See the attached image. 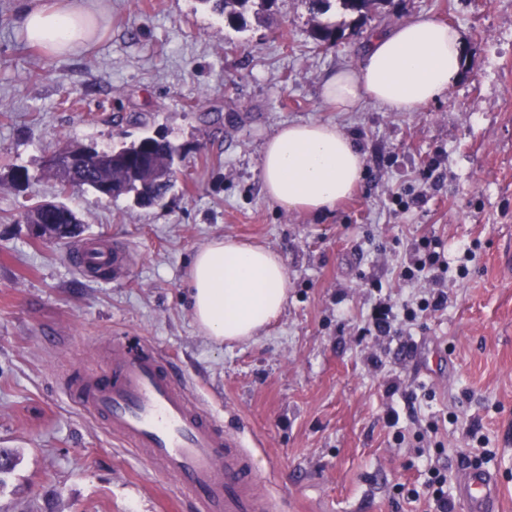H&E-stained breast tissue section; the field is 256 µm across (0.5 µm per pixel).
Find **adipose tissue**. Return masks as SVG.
<instances>
[{
	"mask_svg": "<svg viewBox=\"0 0 512 512\" xmlns=\"http://www.w3.org/2000/svg\"><path fill=\"white\" fill-rule=\"evenodd\" d=\"M100 0H23L17 25L31 45L62 57L90 41ZM463 62L461 33L417 15L375 35L361 61L330 73L320 97L334 112L363 102L389 112H414L445 97ZM365 158L336 124L297 122L264 144L261 178L277 205L307 213L334 209L361 178ZM200 331L216 341H244L278 319L288 300L283 258L263 247L217 237L200 247L187 273Z\"/></svg>",
	"mask_w": 512,
	"mask_h": 512,
	"instance_id": "1",
	"label": "adipose tissue"
}]
</instances>
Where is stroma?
<instances>
[{
	"label": "stroma",
	"instance_id": "35a3bbf8",
	"mask_svg": "<svg viewBox=\"0 0 512 512\" xmlns=\"http://www.w3.org/2000/svg\"><path fill=\"white\" fill-rule=\"evenodd\" d=\"M107 3L97 43L50 58L16 27L22 0H0V448L18 458L0 512H193L174 477L67 393L66 377L110 365L118 340L151 344L200 407L248 429L285 512H426L429 466L456 500L475 462L512 512V0H387L362 18L276 0L236 27L201 0ZM420 14L463 36L447 96L415 112L329 111L327 74ZM320 22L341 38L316 44ZM305 121L335 123L365 156L325 214L285 210L263 189V142ZM156 134L183 156L160 205L72 192L82 231L61 241L21 218L22 204L58 196L44 175L54 151ZM18 165L29 182L13 181ZM432 166L440 180H421ZM215 237L286 265L284 312L245 342L216 343L193 322L186 272ZM92 240L119 249L120 273L78 272L74 252ZM426 240L445 268L401 279ZM437 289L443 309L360 337L379 304L400 317Z\"/></svg>",
	"mask_w": 512,
	"mask_h": 512
}]
</instances>
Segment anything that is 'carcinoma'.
Returning a JSON list of instances; mask_svg holds the SVG:
<instances>
[{"label": "carcinoma", "mask_w": 512, "mask_h": 512, "mask_svg": "<svg viewBox=\"0 0 512 512\" xmlns=\"http://www.w3.org/2000/svg\"><path fill=\"white\" fill-rule=\"evenodd\" d=\"M212 6L213 11L224 16L234 24L242 19L248 7L258 4L270 7L275 0H202ZM343 11L364 16L377 9L385 0H337ZM178 148L164 138L146 136L137 142L118 150L100 162H91L90 169L77 176V184L93 193H98L103 183H115L124 187V196L133 199L139 207H151L162 201L174 186L175 177L163 181L156 176L158 172L174 171ZM24 219L28 223L41 221L45 224H70L75 214L69 208L57 211L42 210L36 204L26 208Z\"/></svg>", "instance_id": "carcinoma-1"}]
</instances>
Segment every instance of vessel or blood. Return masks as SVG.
<instances>
[{
    "mask_svg": "<svg viewBox=\"0 0 512 512\" xmlns=\"http://www.w3.org/2000/svg\"><path fill=\"white\" fill-rule=\"evenodd\" d=\"M119 263L118 253L98 245L76 258L87 272ZM68 390L159 473L175 476L195 512H276L244 431L223 430L216 416L199 409L172 363L151 345L115 349L107 369L82 372ZM457 491L469 512H500L496 477L488 470L464 468Z\"/></svg>",
    "mask_w": 512,
    "mask_h": 512,
    "instance_id": "1",
    "label": "vessel or blood"
}]
</instances>
